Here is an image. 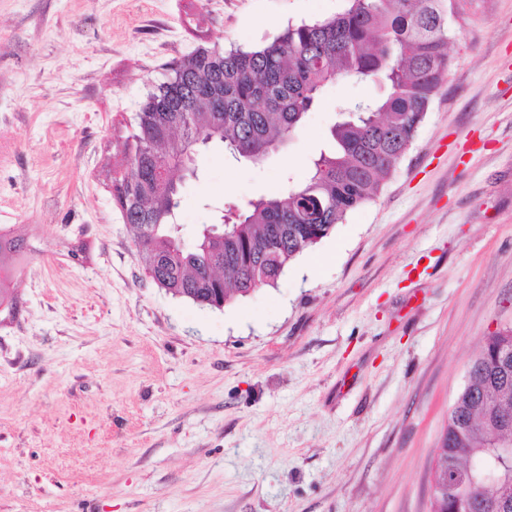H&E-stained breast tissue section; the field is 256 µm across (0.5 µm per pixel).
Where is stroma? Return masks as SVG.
I'll list each match as a JSON object with an SVG mask.
<instances>
[{
  "mask_svg": "<svg viewBox=\"0 0 512 512\" xmlns=\"http://www.w3.org/2000/svg\"><path fill=\"white\" fill-rule=\"evenodd\" d=\"M348 0H0V512H429L448 412L512 327V0H460L451 65L378 195L224 308L158 287L112 177L199 47L251 49ZM338 81L262 164L212 145L185 247L331 145Z\"/></svg>",
  "mask_w": 512,
  "mask_h": 512,
  "instance_id": "35a3bbf8",
  "label": "stroma"
}]
</instances>
